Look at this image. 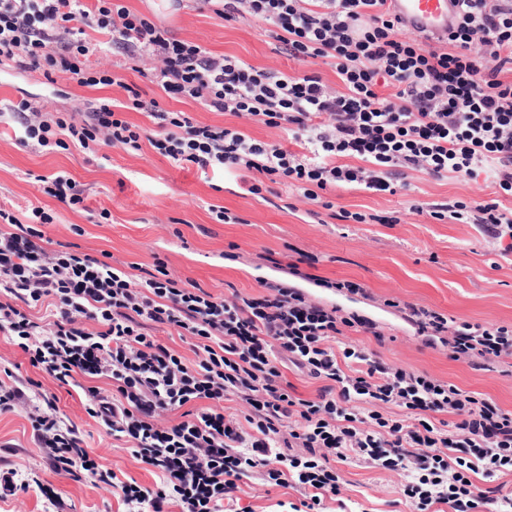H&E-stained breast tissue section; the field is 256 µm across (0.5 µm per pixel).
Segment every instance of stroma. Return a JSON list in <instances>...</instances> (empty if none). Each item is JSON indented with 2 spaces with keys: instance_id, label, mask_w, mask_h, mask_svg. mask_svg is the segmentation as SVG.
Here are the masks:
<instances>
[{
  "instance_id": "obj_1",
  "label": "stroma",
  "mask_w": 512,
  "mask_h": 512,
  "mask_svg": "<svg viewBox=\"0 0 512 512\" xmlns=\"http://www.w3.org/2000/svg\"><path fill=\"white\" fill-rule=\"evenodd\" d=\"M124 4L213 53L234 55L261 69L315 73L329 87L337 85L334 68L320 61L302 64L292 59L267 25L224 21L200 8L197 0H124ZM90 62L113 71L142 97L156 99L161 108L185 112L194 122L240 127L262 141L287 140L282 129L213 112L191 99L167 98L148 77L151 60L133 62L107 45ZM125 88H81L55 70L48 74L0 70V209L19 216L28 208L45 207L53 216L44 227L52 243L96 257L108 253L113 262H134L146 269L159 258L174 277L191 280L216 296L233 288L258 293L263 279L308 289L342 315L375 321L385 335L380 344L351 332L348 342L365 345L388 363L492 398L512 414V359L484 369L453 360L446 347L425 346L392 306L400 300L451 320L512 325V254L490 246L476 225L439 222L414 211L428 203L493 198L501 209L512 211V197H495L481 178L437 180L412 171L410 189L392 195L346 187L328 192L335 207L377 214L383 216V223L344 224L331 218L322 224L309 216L308 204L284 186H275L263 201L244 194L232 177L192 165L176 166L148 146L138 153L117 147L98 153L75 147L46 153L21 145L14 134L17 124L11 106L21 99L40 102L53 113L86 112L103 100L127 103ZM59 171L69 173L83 189V209H71L43 193V178ZM214 205L230 209L240 216V223H217L210 212ZM104 211L110 214L105 221L100 218ZM391 215L399 216V223H388ZM301 253L308 261L301 264L302 275L297 278L289 274L287 264ZM341 280L364 283L367 295L338 291L334 284ZM8 373L28 382L32 403L0 414V447L12 448L17 480L35 475L39 482L0 499V512H52L43 494L47 488L64 501V512H126L119 483L133 480L153 490L161 487L159 472L142 464L129 443L113 437L87 414L79 389L59 385L0 335V379ZM48 399L63 424L78 427L84 448L100 469L116 475L117 485L49 469L45 449L33 440L30 421L33 406ZM342 472L341 492L325 496L324 512H410L400 495L404 472L359 462L344 464ZM302 498L299 489L269 485L255 472L242 479L223 512H283L282 503L296 504Z\"/></svg>"
}]
</instances>
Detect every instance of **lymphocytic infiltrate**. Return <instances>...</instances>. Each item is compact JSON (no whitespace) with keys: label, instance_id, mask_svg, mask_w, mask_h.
<instances>
[{"label":"lymphocytic infiltrate","instance_id":"obj_1","mask_svg":"<svg viewBox=\"0 0 512 512\" xmlns=\"http://www.w3.org/2000/svg\"><path fill=\"white\" fill-rule=\"evenodd\" d=\"M202 2L224 20L270 25L290 57L331 65L338 88L316 74L212 55L117 0H0V66L45 65L80 87L118 86L121 78L89 62L108 43L130 58L152 59L151 79L169 98L283 129L291 147L195 123L134 89L130 108L150 117L153 131L109 103L50 113L23 99L13 107L20 143L47 152L92 145L138 151L147 144L174 163L235 175L246 194L284 183L327 210L333 208L323 191L349 185L392 194L408 169L439 180L482 176L496 199L436 204L427 215L478 225L489 243L512 251V212L498 202L512 196V0H456L458 22L440 51L400 36L387 0ZM89 29L97 39L86 37ZM333 212L355 224L383 221ZM52 221L40 206L20 218L0 209V333L60 384L111 381L108 395L82 386L87 413L132 442L136 458L164 480L155 491L121 483L131 512H163L169 500L179 512H220L256 471L275 485L308 490L313 512L322 494H339V465L351 458L406 471L401 495L411 512L439 505L512 512V495L476 490L470 479L478 471L512 472V415L493 399L342 342L348 328L384 341L375 322L325 309L295 286L266 281L259 295L220 297L173 278L160 259L136 274L127 263L51 249L43 228ZM47 301L55 319L42 324L31 311ZM403 316L426 345L446 346L454 360L477 366L512 356V326L451 324L410 303ZM87 319L96 330L84 327ZM150 323L192 339L197 362L158 343L146 331ZM282 362L321 381L315 398H290L279 383ZM227 400L244 405L243 418L225 416ZM384 405L401 408L402 416L383 415ZM165 412L179 413V421L160 425ZM441 415L455 417L452 429L437 425ZM33 427L52 471L77 469L111 484L112 473L83 448L76 426L49 411Z\"/></svg>","mask_w":512,"mask_h":512}]
</instances>
